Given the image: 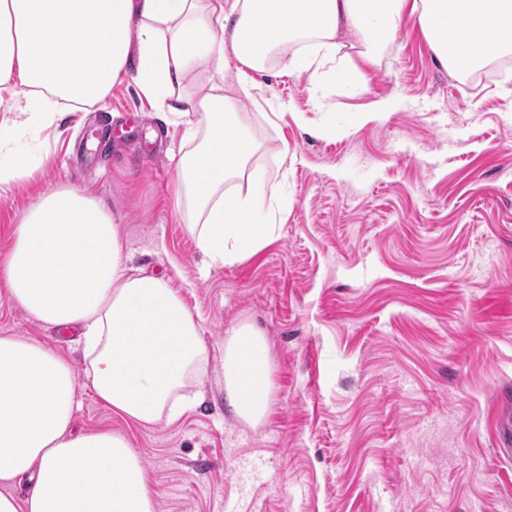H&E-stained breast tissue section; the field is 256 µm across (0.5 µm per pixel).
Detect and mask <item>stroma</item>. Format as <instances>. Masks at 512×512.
<instances>
[{"mask_svg":"<svg viewBox=\"0 0 512 512\" xmlns=\"http://www.w3.org/2000/svg\"><path fill=\"white\" fill-rule=\"evenodd\" d=\"M304 47L254 75L275 122L241 104L249 168L280 190L258 253L205 269L176 207L182 131L130 71L104 103L60 105L26 134L0 111V165L17 150L34 165L0 196V266L28 206L70 186L115 213L128 266L180 289L210 351L202 405L141 426L82 384L74 415L76 429L127 437L156 512H512V69L451 74L406 21L372 43L357 89L315 87L288 71ZM383 99L387 116L347 126ZM103 116L134 135L98 146ZM242 319L273 362L255 427L224 403V329ZM0 336L37 338L84 372L70 336L1 285Z\"/></svg>","mask_w":512,"mask_h":512,"instance_id":"35a3bbf8","label":"stroma"}]
</instances>
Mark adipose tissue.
Returning <instances> with one entry per match:
<instances>
[{
	"instance_id": "1",
	"label": "adipose tissue",
	"mask_w": 512,
	"mask_h": 512,
	"mask_svg": "<svg viewBox=\"0 0 512 512\" xmlns=\"http://www.w3.org/2000/svg\"><path fill=\"white\" fill-rule=\"evenodd\" d=\"M407 19L456 74L512 53V0H0V108L46 124L52 98L98 104L135 69L139 89L183 130L176 196L187 231L210 264L230 267L276 231L263 179L244 191L230 185L254 149L239 102L268 104L253 72L276 48L312 36L288 69L318 78L341 49L339 28L369 42ZM201 65L208 87L187 97L185 80ZM229 67L236 99L224 93ZM122 251L111 211L72 187L38 198L16 226L0 280L34 319L73 329L86 368L76 377L49 346L0 336V512H155L129 440L75 430L77 387L132 421L172 422L200 405L192 386L207 377L209 353L170 279L134 272ZM223 373L232 415L253 427L265 420L269 345L254 324L225 328ZM24 476L33 486L19 499L11 488Z\"/></svg>"
}]
</instances>
